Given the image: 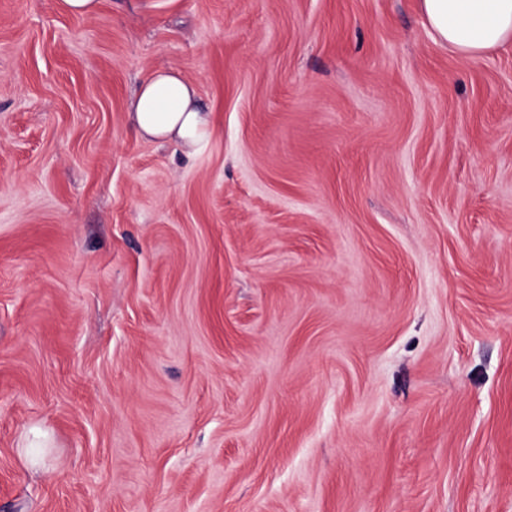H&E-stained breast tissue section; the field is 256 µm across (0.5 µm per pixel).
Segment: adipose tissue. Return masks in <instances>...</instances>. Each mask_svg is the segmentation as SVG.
<instances>
[{
  "mask_svg": "<svg viewBox=\"0 0 512 512\" xmlns=\"http://www.w3.org/2000/svg\"><path fill=\"white\" fill-rule=\"evenodd\" d=\"M421 9L436 40L460 56L479 57L512 42V0H421ZM130 121L141 137L173 140L191 153L213 132L192 82L169 68L141 83Z\"/></svg>",
  "mask_w": 512,
  "mask_h": 512,
  "instance_id": "1",
  "label": "adipose tissue"
}]
</instances>
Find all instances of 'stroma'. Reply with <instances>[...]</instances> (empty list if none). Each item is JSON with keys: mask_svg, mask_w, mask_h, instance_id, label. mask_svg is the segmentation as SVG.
<instances>
[{"mask_svg": "<svg viewBox=\"0 0 512 512\" xmlns=\"http://www.w3.org/2000/svg\"><path fill=\"white\" fill-rule=\"evenodd\" d=\"M158 66L195 152L129 127ZM0 512H512V45L0 0Z\"/></svg>", "mask_w": 512, "mask_h": 512, "instance_id": "35a3bbf8", "label": "stroma"}]
</instances>
